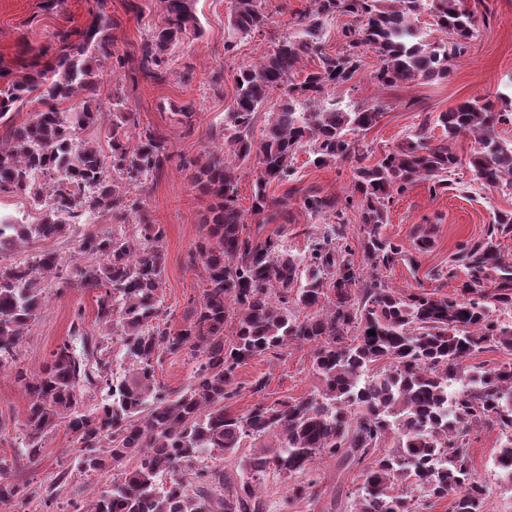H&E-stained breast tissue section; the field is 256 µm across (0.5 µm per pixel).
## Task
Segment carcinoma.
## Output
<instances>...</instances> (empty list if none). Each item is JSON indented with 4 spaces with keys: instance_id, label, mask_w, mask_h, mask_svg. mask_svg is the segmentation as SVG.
Wrapping results in <instances>:
<instances>
[{
    "instance_id": "cac0c4a2",
    "label": "carcinoma",
    "mask_w": 512,
    "mask_h": 512,
    "mask_svg": "<svg viewBox=\"0 0 512 512\" xmlns=\"http://www.w3.org/2000/svg\"><path fill=\"white\" fill-rule=\"evenodd\" d=\"M160 3L163 19L136 54L139 73L154 83L164 81L175 45L202 33L194 0ZM426 7L443 34L435 42L418 28ZM337 15L357 26L343 31V50L332 55L322 31ZM269 24L261 0H233L224 49ZM113 26L99 10L78 40L63 33L53 50L29 48L15 66L0 64V194L38 211L32 222H0V252L58 238L74 218H112L110 231L78 243L85 262L76 275L81 287L97 291L102 336L82 356L65 340L40 372L17 369L29 404L15 455L36 462L45 439L66 423L85 448L80 471H120L93 512H267L259 489L269 479L288 483L291 499L312 508L321 496L313 467L320 458L361 468L365 480L350 493L348 512H427L446 498L452 512H488L494 489L473 476L469 433L493 425L507 434L496 465L512 483V361L487 368L469 359L489 349L512 352V323L492 318L512 312V261L499 244L512 233V213L494 214L480 238L459 245L437 276L460 284L440 297L385 283L394 265L415 266L431 249L432 228H420L409 250L383 228L394 196L418 181L443 191L448 173L463 164L486 188L512 186V143L498 134L512 123V83L493 99L471 98L439 113V137L431 138L425 122L369 165L355 136L381 113L325 103L329 88L361 70L367 49L379 57L374 78L383 85L447 78L450 62L477 33L464 0H312L296 28L273 39L265 60L239 70L222 146L191 162L192 183L212 203L204 240L188 254L200 273V296L179 328L163 306L164 231L142 197L171 160L170 143L154 128H139L123 88L101 91L128 63L114 50ZM308 59L317 65L296 79ZM31 102L43 109L15 123L17 108ZM260 113L267 122L256 143ZM174 115L193 134L194 106L176 107ZM467 135L478 147L463 161L448 141ZM300 151L318 167L348 163L351 192L298 190L300 211L326 223L302 229L305 249L296 255L278 237L245 232L237 190L247 165L255 176L253 211L264 215L262 223H276L292 195L275 197L269 188L292 180ZM352 208L361 224L358 249L347 234ZM62 270L61 257L47 250L0 266V366L16 362L46 290L62 284ZM114 339L127 362L119 377L111 369ZM302 344L312 347L318 387L269 401L258 378L249 386L260 398L243 414L226 410L248 360ZM167 355L192 365L179 390L156 379L155 365ZM83 379L105 392L88 412L80 410ZM218 458L236 461L237 475L207 464ZM13 502L24 508L31 498L1 478L0 509Z\"/></svg>"
}]
</instances>
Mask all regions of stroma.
<instances>
[{
    "label": "stroma",
    "mask_w": 512,
    "mask_h": 512,
    "mask_svg": "<svg viewBox=\"0 0 512 512\" xmlns=\"http://www.w3.org/2000/svg\"><path fill=\"white\" fill-rule=\"evenodd\" d=\"M143 16L127 12L125 0H61L54 10L46 11L41 0H0V62L9 64L25 46L39 48L54 44L58 33L85 28L97 8L112 16L111 30L116 50L135 54L152 25L158 24L162 12L158 0H139ZM272 20L268 35L254 36L237 44L233 50L224 48V27L233 7V0H196V11L204 28L202 38H189L172 49L168 71L163 83L142 79L137 71L123 69L117 73L118 83L129 96V106L136 113L140 126L153 127L165 133L173 157L162 171L148 183L145 206L154 223L165 234L167 254L164 308L172 326H181L184 312L200 295L199 273L186 263L188 253L199 243L202 224L212 202L211 197L193 187L188 171L180 166L182 158H194L217 149L225 115L235 95V78L240 68L259 63L271 49V38L288 33L299 14L311 0H261ZM476 17L492 11L493 17L480 26L476 38L470 41L464 54L454 59L447 79L418 81L410 84L384 86L374 80L379 66L374 51H365L362 68L346 85L331 89L330 100L344 109L377 108L381 118L363 133L362 142L368 148L369 161H377L388 149L394 148L418 125L425 115H438L458 103L494 94L512 79V0H466ZM193 104L199 120L193 135L187 136L177 123L174 107ZM295 178L299 185H313L325 192L344 195L351 185L348 165L314 166L307 153H298L294 161ZM254 178L244 174L238 184V205L246 216V226L260 235H281L292 253H300L305 240L297 225L307 218L290 211L286 224H260L252 211ZM512 212V186L488 189L472 175L468 167L456 169L448 177V189L431 195L426 182L413 184L402 195L394 197L389 206V222L385 233L394 241L411 247L419 227L432 225L434 244L419 257V265L410 268L397 265L388 272V287L400 291L452 293L454 284L434 279L433 274L447 268L449 257L459 244L479 238L495 212ZM109 216H101L93 224H75L64 236L19 246L0 254V265L29 259L41 250L62 254L68 271L82 263L77 241L93 231L110 229ZM81 322L82 332L95 339L101 330L95 321V293L77 284L50 289L44 306L31 325L15 363L0 367V460H7L9 480L27 491L44 492L59 472H67L68 480L54 499V512H73L88 508L112 486L113 471L81 473L76 461L80 443L67 426H60L45 440L37 463L15 459L14 450L23 430L28 397L17 382L15 372L24 369L40 371L55 347L70 336L73 322ZM265 378L263 392L268 400L301 397L314 389L317 379L312 368L309 345H295L287 353L268 352L251 359L239 370L243 387L234 398L232 412H246L255 397L248 385L256 378ZM472 465L476 477L496 483L493 466L495 451L504 436L499 428L478 427L471 431Z\"/></svg>",
    "instance_id": "1"
}]
</instances>
